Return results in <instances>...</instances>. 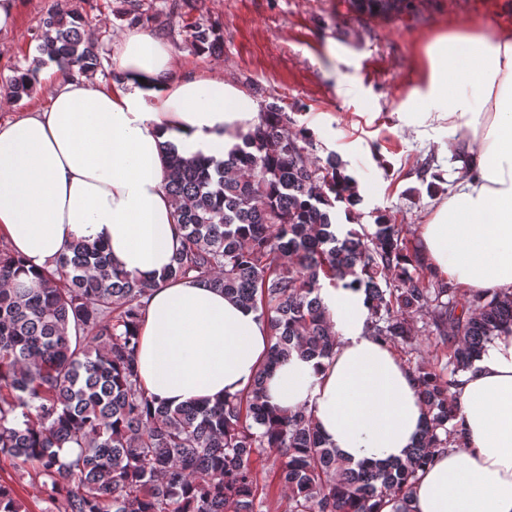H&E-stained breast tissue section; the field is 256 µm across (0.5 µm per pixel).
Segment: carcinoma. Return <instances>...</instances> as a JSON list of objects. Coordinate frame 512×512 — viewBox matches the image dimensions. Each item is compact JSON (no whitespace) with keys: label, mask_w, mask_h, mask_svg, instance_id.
<instances>
[{"label":"carcinoma","mask_w":512,"mask_h":512,"mask_svg":"<svg viewBox=\"0 0 512 512\" xmlns=\"http://www.w3.org/2000/svg\"><path fill=\"white\" fill-rule=\"evenodd\" d=\"M411 0H350L358 13L391 16ZM193 45L221 51L213 26H192ZM38 51L60 70L100 65L81 16L62 9L39 23ZM164 189L181 245L161 279L195 277L259 312L271 345L267 368L244 396L171 406L141 386L136 328L147 283L115 267L105 246L73 242L33 279L0 250V458L28 467L56 512H263L256 462H271L286 512H409L418 472L462 437L456 376L487 339L512 330V293L456 290L428 264L396 216L368 228L336 222L363 201L335 153L316 150L311 129L273 101L224 158L188 160L164 147ZM365 295L367 327L412 355L423 340L439 353L412 367L427 408L420 443L406 458L353 463L327 445L311 409L268 407L267 369L292 354L332 355L336 333L322 288ZM426 314L419 337L408 317ZM77 446L66 461L65 445ZM0 512H28L0 482Z\"/></svg>","instance_id":"1"}]
</instances>
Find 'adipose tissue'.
I'll use <instances>...</instances> for the list:
<instances>
[{
  "label": "adipose tissue",
  "mask_w": 512,
  "mask_h": 512,
  "mask_svg": "<svg viewBox=\"0 0 512 512\" xmlns=\"http://www.w3.org/2000/svg\"><path fill=\"white\" fill-rule=\"evenodd\" d=\"M104 87L56 79L47 106L0 124V239L36 270L71 241L106 245L113 262L152 283L140 326L138 375L174 405L245 394L263 369L269 328L253 309L203 281L163 280L180 238L164 189L163 145L223 157L258 121L254 100L216 75L178 72L163 41L131 31L112 45ZM430 105L420 139L452 132L455 185L419 229L439 276L474 292L512 291V34L459 29L424 48ZM335 351L291 357L267 379L271 405H307L330 447L352 461L404 458L424 407L410 369L366 329L363 292L326 288ZM463 442L418 474L411 512H512V332L458 376Z\"/></svg>",
  "instance_id": "adipose-tissue-1"
}]
</instances>
